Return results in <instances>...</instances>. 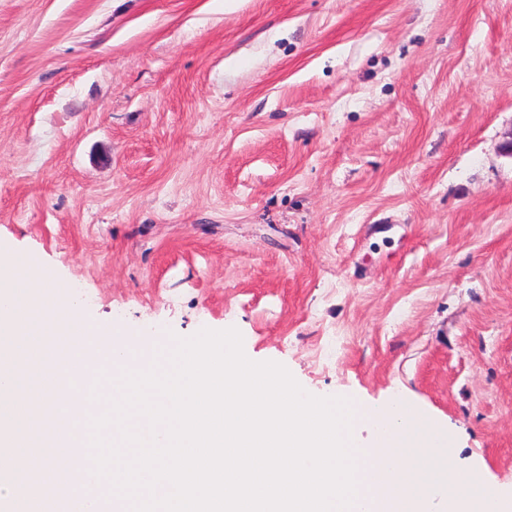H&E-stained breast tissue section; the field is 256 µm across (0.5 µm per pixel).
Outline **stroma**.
Returning a JSON list of instances; mask_svg holds the SVG:
<instances>
[{"instance_id": "obj_1", "label": "stroma", "mask_w": 512, "mask_h": 512, "mask_svg": "<svg viewBox=\"0 0 512 512\" xmlns=\"http://www.w3.org/2000/svg\"><path fill=\"white\" fill-rule=\"evenodd\" d=\"M511 138L512 0H0V246L144 352L234 327L406 396L500 483Z\"/></svg>"}]
</instances>
